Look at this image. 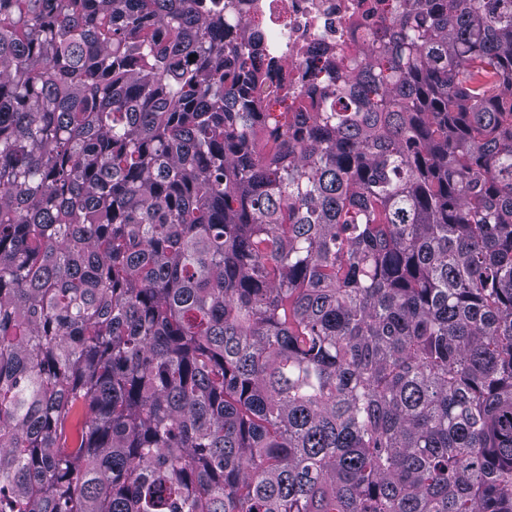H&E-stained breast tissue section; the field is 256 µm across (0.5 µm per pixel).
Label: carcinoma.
I'll return each mask as SVG.
<instances>
[{
	"mask_svg": "<svg viewBox=\"0 0 512 512\" xmlns=\"http://www.w3.org/2000/svg\"><path fill=\"white\" fill-rule=\"evenodd\" d=\"M248 29L0 0V512H512V0ZM395 0H246L241 2L249 23V39L258 36V52L265 62L270 85L288 88L289 111L295 96L309 93L308 102L318 101L329 81L314 80L306 61L312 52L344 46L359 56V40L372 32L388 15ZM372 6V8H370ZM269 63V67L266 64Z\"/></svg>",
	"mask_w": 512,
	"mask_h": 512,
	"instance_id": "obj_1",
	"label": "carcinoma"
}]
</instances>
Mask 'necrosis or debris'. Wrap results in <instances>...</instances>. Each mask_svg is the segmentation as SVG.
<instances>
[{"label": "necrosis or debris", "instance_id": "necrosis-or-debris-1", "mask_svg": "<svg viewBox=\"0 0 512 512\" xmlns=\"http://www.w3.org/2000/svg\"><path fill=\"white\" fill-rule=\"evenodd\" d=\"M393 0H243L241 9L258 52L267 83L286 88L288 105L298 93L319 100L326 84L314 80L306 61L312 52L346 47L357 54L359 40L388 15Z\"/></svg>", "mask_w": 512, "mask_h": 512}]
</instances>
